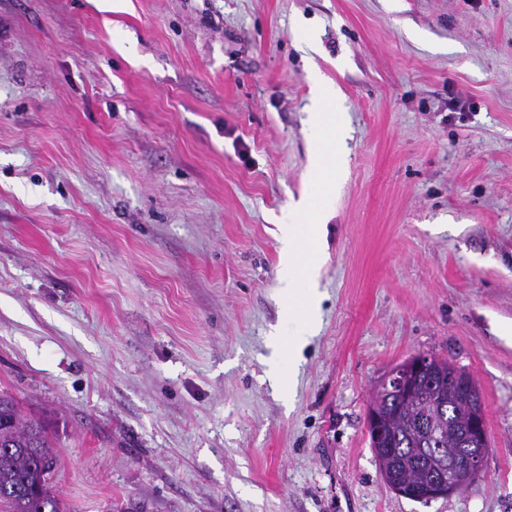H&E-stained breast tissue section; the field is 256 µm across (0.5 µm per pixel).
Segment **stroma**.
<instances>
[{
	"label": "stroma",
	"mask_w": 512,
	"mask_h": 512,
	"mask_svg": "<svg viewBox=\"0 0 512 512\" xmlns=\"http://www.w3.org/2000/svg\"><path fill=\"white\" fill-rule=\"evenodd\" d=\"M301 201L319 308L277 391ZM418 354L474 378L490 444L428 501L367 430ZM0 390L51 421L66 512H512V0H0ZM311 104V122L317 138L323 142L313 162V173L321 193L328 197L335 188L338 171L337 137L343 131V107L336 92L316 83ZM311 230V241L308 247H305L300 235L292 228L286 227L283 236V252L285 255V266L280 280L281 288L290 297L299 298L302 302L311 305L314 296L311 293L301 294L298 289L300 277L304 274L309 279L312 278V272L315 266L316 257L320 249L321 230L320 224H309Z\"/></svg>",
	"instance_id": "35a3bbf8"
}]
</instances>
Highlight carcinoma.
<instances>
[{"instance_id":"cac0c4a2","label":"carcinoma","mask_w":512,"mask_h":512,"mask_svg":"<svg viewBox=\"0 0 512 512\" xmlns=\"http://www.w3.org/2000/svg\"><path fill=\"white\" fill-rule=\"evenodd\" d=\"M421 412L380 406L381 417L392 429L393 448L374 451L375 459H384L387 469L413 484L424 482L433 468L420 452L426 440ZM57 463L56 438L49 425L0 391V512H64L52 486Z\"/></svg>"}]
</instances>
